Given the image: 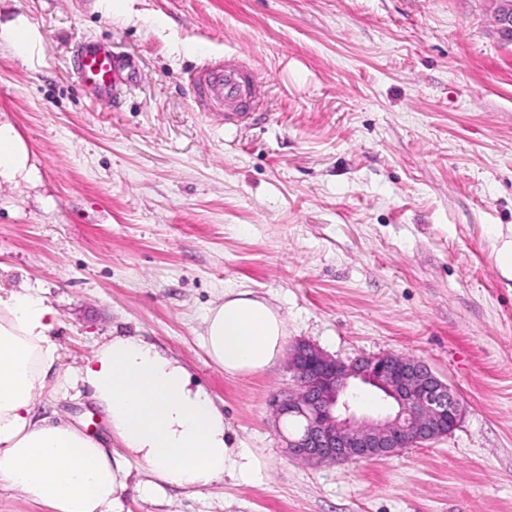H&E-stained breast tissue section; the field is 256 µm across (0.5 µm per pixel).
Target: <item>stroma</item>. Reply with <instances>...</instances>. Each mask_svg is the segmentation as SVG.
Instances as JSON below:
<instances>
[{
  "label": "stroma",
  "instance_id": "stroma-1",
  "mask_svg": "<svg viewBox=\"0 0 512 512\" xmlns=\"http://www.w3.org/2000/svg\"><path fill=\"white\" fill-rule=\"evenodd\" d=\"M28 55L0 41V121L30 177L0 180V292L41 290L60 366L145 337L211 395L258 482L164 487L130 464L123 512H512V43L495 0H0ZM129 57L135 87L98 106L82 43ZM237 54L263 105L227 128L188 73ZM231 289L279 309L289 343L342 361L398 353L457 393V426L379 460L289 454L269 401L287 359L245 378L206 354L203 316ZM97 437L87 396L46 399Z\"/></svg>",
  "mask_w": 512,
  "mask_h": 512
}]
</instances>
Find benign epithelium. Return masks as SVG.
<instances>
[{
	"label": "benign epithelium",
	"mask_w": 512,
	"mask_h": 512,
	"mask_svg": "<svg viewBox=\"0 0 512 512\" xmlns=\"http://www.w3.org/2000/svg\"><path fill=\"white\" fill-rule=\"evenodd\" d=\"M502 40L512 42V0L496 16ZM295 389L274 401L275 413L299 418L302 431L288 440L311 463L390 456L447 435L461 417L459 399L425 363L394 353L336 359L298 343L289 352ZM373 388L391 408L378 417L355 414V396Z\"/></svg>",
	"instance_id": "obj_1"
}]
</instances>
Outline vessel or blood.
<instances>
[{
  "instance_id": "1",
  "label": "vessel or blood",
  "mask_w": 512,
  "mask_h": 512,
  "mask_svg": "<svg viewBox=\"0 0 512 512\" xmlns=\"http://www.w3.org/2000/svg\"><path fill=\"white\" fill-rule=\"evenodd\" d=\"M74 70L82 85L93 87L103 105L111 102L112 91L117 85L131 82L117 65L111 49L98 43L82 48L74 61ZM256 91L248 70L233 58L221 65L203 63L192 85L194 98L223 106L224 123L228 126L242 118L236 110L239 100Z\"/></svg>"
}]
</instances>
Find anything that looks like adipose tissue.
<instances>
[{"label": "adipose tissue", "instance_id": "adipose-tissue-1", "mask_svg": "<svg viewBox=\"0 0 512 512\" xmlns=\"http://www.w3.org/2000/svg\"><path fill=\"white\" fill-rule=\"evenodd\" d=\"M26 142L0 122V179L26 177ZM56 311L25 288L0 297V486L51 512H120L131 462L160 484L202 489L224 479L251 484L263 464L238 447L210 394L154 343L112 337L77 373L61 371ZM287 323L248 290L226 292L203 317L202 346L230 376L264 372L281 358ZM87 391L113 439L86 435L64 418L41 415L47 392Z\"/></svg>", "mask_w": 512, "mask_h": 512}]
</instances>
